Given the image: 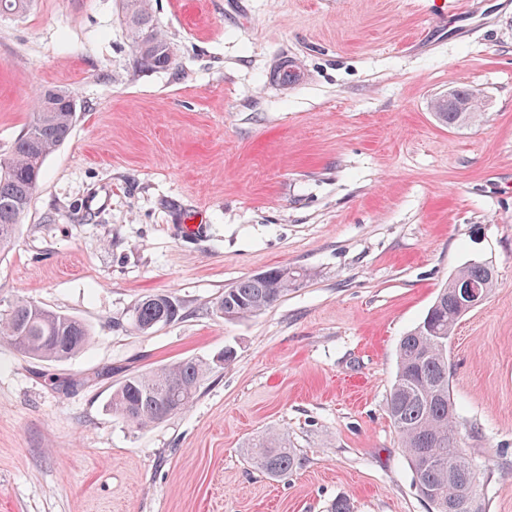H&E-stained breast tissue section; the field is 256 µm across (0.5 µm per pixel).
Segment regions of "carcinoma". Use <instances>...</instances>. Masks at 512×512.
Instances as JSON below:
<instances>
[{
	"mask_svg": "<svg viewBox=\"0 0 512 512\" xmlns=\"http://www.w3.org/2000/svg\"><path fill=\"white\" fill-rule=\"evenodd\" d=\"M125 19L134 63L141 69H164L172 64L170 42L158 30L147 0H125ZM456 105L440 98L434 104L437 120L449 127L477 121L484 103L465 86L454 87ZM73 96L62 88L40 91L35 112L15 142L11 156L0 160V253L15 243L16 228L29 210L42 178L44 159L68 138L75 118ZM309 277L301 268L277 266L266 277H244L224 289L219 309L228 319H243L271 307ZM494 268L483 261L462 267L441 289L424 318L404 336L397 350V373L387 398V412L399 435L423 500L437 503L464 498L469 512H484L476 470L466 459L455 468L424 464V457L452 460L468 455L450 398L448 341L467 310L458 282H467L488 294ZM180 304L166 294L149 295L133 308L134 328L147 333L180 317ZM80 320L21 299L0 316V341L22 355L63 362L90 341ZM210 365L184 359L145 373H133L112 391L108 407L126 422L145 427L187 409L196 399ZM255 463L272 476L292 470L295 458L278 435L267 433L252 444Z\"/></svg>",
	"mask_w": 512,
	"mask_h": 512,
	"instance_id": "cac0c4a2",
	"label": "carcinoma"
}]
</instances>
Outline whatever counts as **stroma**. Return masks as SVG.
<instances>
[{
	"instance_id": "1",
	"label": "stroma",
	"mask_w": 512,
	"mask_h": 512,
	"mask_svg": "<svg viewBox=\"0 0 512 512\" xmlns=\"http://www.w3.org/2000/svg\"><path fill=\"white\" fill-rule=\"evenodd\" d=\"M426 4L150 0L176 57L143 71L121 0L0 16V159L40 89L76 102L0 254V312L25 299L94 336L61 363L0 344V512H430L386 399L400 339L474 260L496 280L448 344L450 394L485 512H512V0L457 35ZM457 85L485 102L464 128L431 108ZM276 266L309 276L219 313ZM154 294L182 315L137 332ZM188 358L211 371L186 410H108L127 374ZM270 431L297 461L281 477L250 458ZM266 273L244 277L225 288L219 309L225 318L243 319L271 307L296 288L309 273L301 268L277 266Z\"/></svg>"
}]
</instances>
